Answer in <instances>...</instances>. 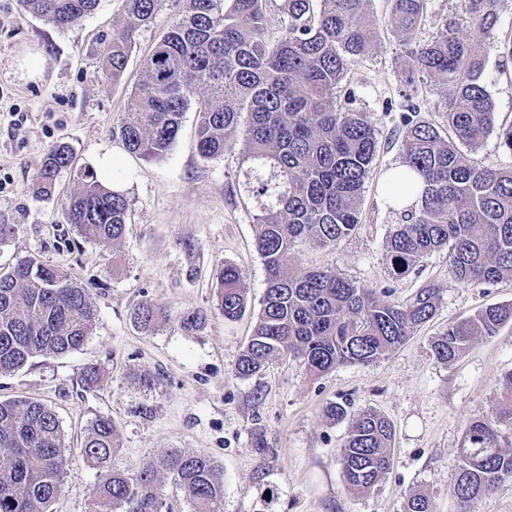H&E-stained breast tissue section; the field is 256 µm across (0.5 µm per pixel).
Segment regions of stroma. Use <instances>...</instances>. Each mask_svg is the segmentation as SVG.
Segmentation results:
<instances>
[{
    "mask_svg": "<svg viewBox=\"0 0 512 512\" xmlns=\"http://www.w3.org/2000/svg\"><path fill=\"white\" fill-rule=\"evenodd\" d=\"M387 0H374L378 31L372 56L342 83L372 115L377 155L363 192L357 231L336 245L297 244L294 267L335 271L359 287L403 303L424 283L440 289L434 319L387 359L371 366H339L311 379L298 359L273 361L256 375L236 377L265 290V268L254 246L239 143L206 160L196 150L198 112L189 108L168 155L146 160L123 148L116 130L137 83L142 61L175 18L166 0L134 36L123 79L97 78L100 39L124 23L121 0H100L81 26L60 30L24 12L18 0H0V224L13 234L0 244V267L35 258L63 268L86 288L96 309L91 334L77 351L37 357L0 376V399L27 396L57 414L66 457L63 487L52 512H88L98 476L80 441L98 417H110L120 446L112 465L136 469L171 450L213 456L224 471L221 512H403L406 498L425 492L432 512H458L452 494L465 427L498 406L504 372L512 370V324L479 337L454 363L436 361L431 343L449 322L491 306L512 304V280L461 283L447 251L433 253L409 276L391 274L387 242L400 222L385 203L388 174L403 157L399 133L411 65L399 33L385 24ZM512 37V0H500L495 35L484 46L485 83L499 122L512 123V61L501 44ZM68 142L73 169L114 159L115 189L129 201L124 238L110 249L85 240L65 219L77 184L61 172L51 196L37 194L34 176L48 150ZM242 271L249 304L225 319L217 308L215 270ZM149 299L170 319L152 332L137 328L133 308ZM203 311L196 331L185 316ZM100 370L91 389L80 382L86 366ZM150 374L154 388L140 385ZM348 402L374 408L394 425L392 464L370 492L351 489L339 462L349 421L332 422L323 409ZM269 450L259 453L255 433Z\"/></svg>",
    "mask_w": 512,
    "mask_h": 512,
    "instance_id": "obj_1",
    "label": "stroma"
}]
</instances>
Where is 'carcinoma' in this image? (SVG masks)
I'll return each instance as SVG.
<instances>
[{"instance_id":"carcinoma-1","label":"carcinoma","mask_w":512,"mask_h":512,"mask_svg":"<svg viewBox=\"0 0 512 512\" xmlns=\"http://www.w3.org/2000/svg\"><path fill=\"white\" fill-rule=\"evenodd\" d=\"M23 11L58 29L78 27L98 0H19ZM163 0H121L124 27L100 42L99 72L118 82L134 33L150 23ZM175 21L143 59L118 132L127 152L162 159L176 142L184 112L197 105V150L205 160L242 145L244 185L255 199L254 244L264 261L261 312L235 365L250 377L269 361L294 357L313 378L339 365L369 366L404 345L432 320L440 289L428 283L403 304L384 300L328 270H288L295 243L329 247L360 224L366 179L377 150L371 113L336 90L350 67L368 57L377 39L374 0H280L287 22L267 37V0H173ZM429 0H388L387 24L402 34L412 64L450 89L444 118L452 136L414 119L420 100L406 95L403 169L393 210L403 214L388 241L393 276L409 274L424 257L449 249L454 278L496 283L512 278V125L499 126L485 86L483 46L498 22V0H461V13L444 19L428 39L418 38ZM206 95L199 98L197 91ZM248 114L241 123L242 114ZM511 158L484 164L460 146L478 149L490 134ZM71 146L60 141L36 173L45 195L58 173L72 167ZM66 208L68 223L107 250L123 239L128 221L124 194L110 190L89 168ZM414 199L412 204L407 200ZM224 317L243 315L247 297L240 269L224 263L216 274ZM168 310L140 302L133 322L146 331L168 321ZM94 305L86 289L63 269L29 258L0 270V375L38 356L79 349L93 330ZM512 322V305L490 306L453 322L431 345L436 360L452 364L477 336L490 337ZM495 415L469 421L453 487L459 512L512 479V371L502 379ZM395 429L377 410L353 414L340 451L349 487L368 491L388 472ZM120 447L109 417L92 422L82 441L85 461L99 473L98 496L88 512H169L164 481L173 480L190 512H219L224 472L202 453L170 451L133 472L112 467ZM66 465L61 424L46 404L26 396L0 400V512H52ZM403 512H432L426 494L407 497Z\"/></svg>"}]
</instances>
